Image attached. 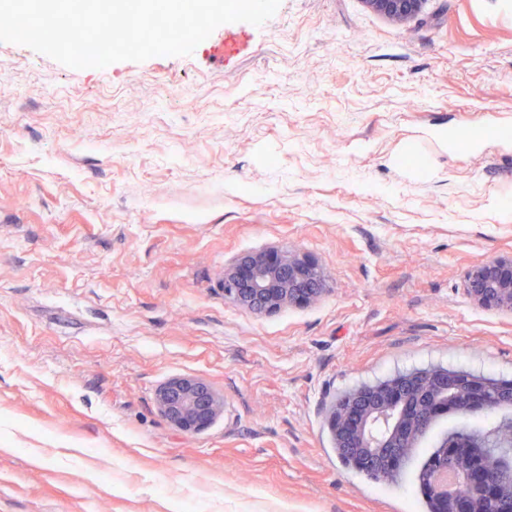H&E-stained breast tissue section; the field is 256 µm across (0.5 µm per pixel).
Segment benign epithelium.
I'll list each match as a JSON object with an SVG mask.
<instances>
[{
  "instance_id": "obj_1",
  "label": "benign epithelium",
  "mask_w": 512,
  "mask_h": 512,
  "mask_svg": "<svg viewBox=\"0 0 512 512\" xmlns=\"http://www.w3.org/2000/svg\"><path fill=\"white\" fill-rule=\"evenodd\" d=\"M367 2L394 18L414 14L420 4V0ZM221 286L225 301L256 314L316 302L327 291L324 275L315 264L277 246L231 258L224 265ZM465 291L481 307L512 314V259L472 268L466 276ZM450 379L470 385L477 391L473 399L481 402V411L487 410L483 389L444 367L399 373L375 386L350 391L339 406L331 404L326 421L344 461L358 469L371 464L391 468L403 460L409 449L418 447L437 417L456 413L457 399L448 398ZM157 404L178 430L199 433L215 421L223 398L207 380L183 377L161 386ZM450 448H475L479 454L477 459L468 458V466L455 468L462 489H450L442 483L448 474ZM491 458L497 459L500 471H512V421H502L484 434L456 430L446 435L427 464L426 490L438 503L439 512H502L498 488L486 466Z\"/></svg>"
}]
</instances>
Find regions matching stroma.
<instances>
[{
    "instance_id": "obj_1",
    "label": "stroma",
    "mask_w": 512,
    "mask_h": 512,
    "mask_svg": "<svg viewBox=\"0 0 512 512\" xmlns=\"http://www.w3.org/2000/svg\"><path fill=\"white\" fill-rule=\"evenodd\" d=\"M469 132L478 145L432 138ZM279 245L318 302L254 314L224 264ZM512 0H281L191 55L73 69L0 42V512H427L337 455L335 398L431 366L512 379ZM224 407L178 431L158 389ZM376 11L389 17L404 18L414 14L421 0H366ZM465 282V291L473 303L512 314V257L473 267ZM157 404L163 416L178 430L199 433L215 421L223 407V398L207 380L183 377L161 386Z\"/></svg>"
}]
</instances>
